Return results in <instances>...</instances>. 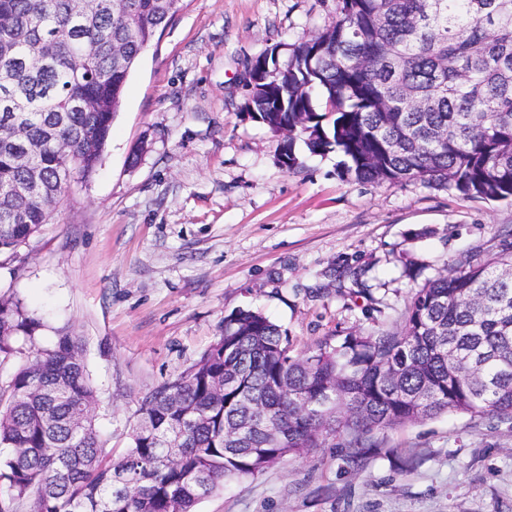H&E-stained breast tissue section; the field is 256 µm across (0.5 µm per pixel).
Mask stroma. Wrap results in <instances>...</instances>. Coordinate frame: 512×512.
<instances>
[{"instance_id": "1", "label": "stroma", "mask_w": 512, "mask_h": 512, "mask_svg": "<svg viewBox=\"0 0 512 512\" xmlns=\"http://www.w3.org/2000/svg\"><path fill=\"white\" fill-rule=\"evenodd\" d=\"M335 0H185L132 70L102 159L53 223L0 255V295L82 341L107 458L141 399L200 359L224 318L262 312L301 351L398 329L413 289L512 227V202L340 177L336 154L283 167L241 106L245 64L310 39ZM375 440L352 473L337 439L225 484L196 512H512V424L444 414ZM413 469L400 471L399 463Z\"/></svg>"}]
</instances>
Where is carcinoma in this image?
Returning a JSON list of instances; mask_svg holds the SVG:
<instances>
[{
	"label": "carcinoma",
	"instance_id": "obj_1",
	"mask_svg": "<svg viewBox=\"0 0 512 512\" xmlns=\"http://www.w3.org/2000/svg\"><path fill=\"white\" fill-rule=\"evenodd\" d=\"M184 0H0V253L29 244L96 171L130 72ZM246 83L284 166L335 152L348 180L419 181L512 202V0H336L311 39L278 43ZM40 319L0 297V356H26L0 392V482L32 512H196L253 478L341 440L359 471L373 440L441 414L512 421V229L425 283L402 327L288 334L239 309L193 365L143 397L131 445L107 464L79 338L38 344Z\"/></svg>",
	"mask_w": 512,
	"mask_h": 512
}]
</instances>
